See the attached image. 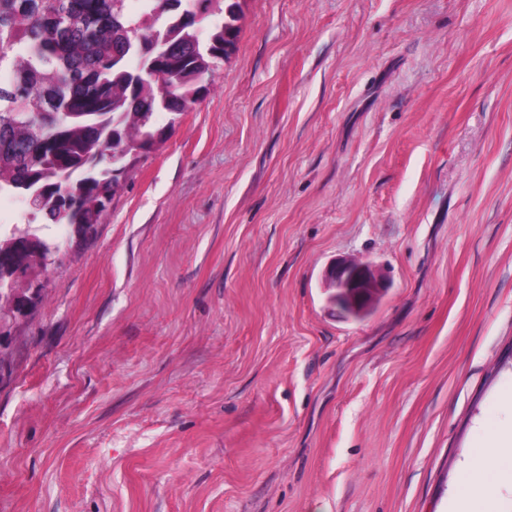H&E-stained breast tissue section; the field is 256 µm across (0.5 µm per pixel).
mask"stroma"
Masks as SVG:
<instances>
[{"instance_id":"obj_1","label":"stroma","mask_w":512,"mask_h":512,"mask_svg":"<svg viewBox=\"0 0 512 512\" xmlns=\"http://www.w3.org/2000/svg\"><path fill=\"white\" fill-rule=\"evenodd\" d=\"M241 6L95 231L43 230L0 512H451L512 427V0ZM328 278L329 286L336 288V301L343 300L352 314H360L367 298L378 288L369 266L346 260L336 262Z\"/></svg>"}]
</instances>
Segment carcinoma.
<instances>
[{"instance_id": "obj_1", "label": "carcinoma", "mask_w": 512, "mask_h": 512, "mask_svg": "<svg viewBox=\"0 0 512 512\" xmlns=\"http://www.w3.org/2000/svg\"><path fill=\"white\" fill-rule=\"evenodd\" d=\"M0 0V196L28 200L25 224L0 228L1 249L57 226L98 224L87 204L112 192L124 151L151 149L199 102L229 55L240 0ZM209 26L207 38L199 35Z\"/></svg>"}]
</instances>
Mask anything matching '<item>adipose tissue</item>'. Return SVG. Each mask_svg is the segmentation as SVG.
<instances>
[{
  "instance_id": "adipose-tissue-1",
  "label": "adipose tissue",
  "mask_w": 512,
  "mask_h": 512,
  "mask_svg": "<svg viewBox=\"0 0 512 512\" xmlns=\"http://www.w3.org/2000/svg\"><path fill=\"white\" fill-rule=\"evenodd\" d=\"M508 468H512V448L478 453L461 476L457 495L460 512H488L499 477Z\"/></svg>"
}]
</instances>
